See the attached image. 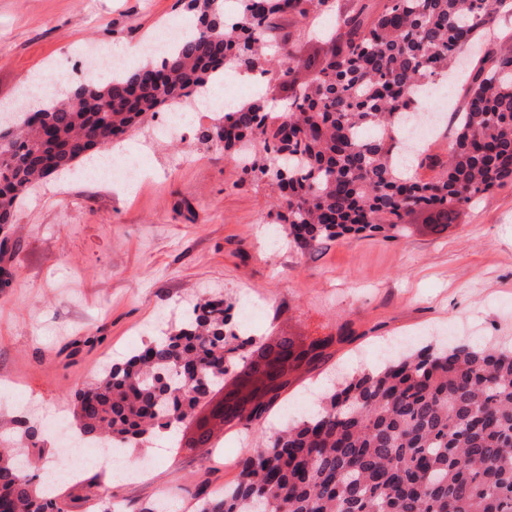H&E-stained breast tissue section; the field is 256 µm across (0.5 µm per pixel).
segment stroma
I'll list each match as a JSON object with an SVG mask.
<instances>
[{"label": "stroma", "mask_w": 512, "mask_h": 512, "mask_svg": "<svg viewBox=\"0 0 512 512\" xmlns=\"http://www.w3.org/2000/svg\"><path fill=\"white\" fill-rule=\"evenodd\" d=\"M195 19L186 0H0V102L17 101L35 73L60 65L100 82L90 53L136 46L145 62L149 34L170 19ZM156 123L131 133L128 154L145 158L134 189L100 177L45 179L25 197L0 237L15 245L0 286V420L13 400L33 396L71 408L76 384L91 385L98 362L123 361L173 329L205 289L222 293L249 335L329 336V367H375L394 339L483 336L512 345V184L459 209L440 234L410 224L406 237L323 241L300 253L265 244L273 205L267 182L243 176L221 152ZM241 430L225 428L214 448L189 453L153 439L133 449L150 466L121 480L120 500L138 506L171 490L175 512H197L199 485L235 482Z\"/></svg>", "instance_id": "obj_1"}]
</instances>
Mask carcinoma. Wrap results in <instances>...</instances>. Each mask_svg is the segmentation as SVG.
Here are the masks:
<instances>
[{
  "instance_id": "obj_1",
  "label": "carcinoma",
  "mask_w": 512,
  "mask_h": 512,
  "mask_svg": "<svg viewBox=\"0 0 512 512\" xmlns=\"http://www.w3.org/2000/svg\"><path fill=\"white\" fill-rule=\"evenodd\" d=\"M189 0L192 31L161 58L123 68L78 102L58 95L0 124V224H12L23 197L51 172L67 173L173 104L212 83L229 65L274 73L288 88L278 107L260 97L224 113L202 139L244 175L269 183L280 235L305 252L346 236L406 235L413 212L455 213L512 184V51L480 52L492 13L512 0H365L344 10L328 0ZM327 6V49L304 55L276 19L312 24ZM469 76L445 153L401 136L418 91L434 86L457 58ZM309 71L303 81L300 70ZM109 90L112 111L101 90ZM196 317L150 340L75 394L77 435L110 451L146 435L174 433L190 452L210 448L215 429L195 420L200 401L224 392V376L244 369L252 339L238 334L222 297L198 300ZM346 337L307 345L281 336L264 350L310 371ZM290 380L253 383L241 426L251 429L284 401ZM0 430V512H70L32 470L43 459L39 429L16 419ZM238 480L204 494L198 512H512V348L487 342L403 344L333 387L321 409L298 416L238 457ZM264 506L257 504V498Z\"/></svg>"
}]
</instances>
